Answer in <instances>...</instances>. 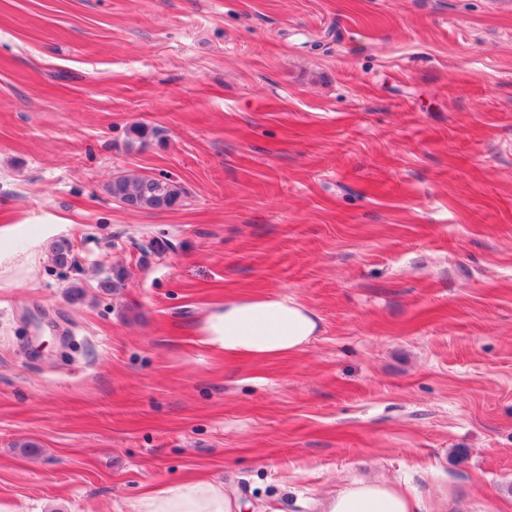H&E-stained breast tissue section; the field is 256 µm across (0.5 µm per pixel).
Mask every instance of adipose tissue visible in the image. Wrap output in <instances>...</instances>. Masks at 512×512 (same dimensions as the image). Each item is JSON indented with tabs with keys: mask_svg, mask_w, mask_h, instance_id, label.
<instances>
[{
	"mask_svg": "<svg viewBox=\"0 0 512 512\" xmlns=\"http://www.w3.org/2000/svg\"><path fill=\"white\" fill-rule=\"evenodd\" d=\"M319 318L288 294L253 293L225 300L209 310L199 328L204 344L228 357L268 362L304 351ZM134 512H241L223 484L197 479L146 491ZM326 512H414L410 498L379 480L359 481L333 495Z\"/></svg>",
	"mask_w": 512,
	"mask_h": 512,
	"instance_id": "obj_1",
	"label": "adipose tissue"
}]
</instances>
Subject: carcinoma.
Segmentation results:
<instances>
[{
	"mask_svg": "<svg viewBox=\"0 0 512 512\" xmlns=\"http://www.w3.org/2000/svg\"><path fill=\"white\" fill-rule=\"evenodd\" d=\"M112 198L131 208L144 211H163L181 205L184 189L167 176L141 175L134 178L118 176L108 185ZM52 260L64 267L72 263L73 245L62 238L53 243Z\"/></svg>",
	"mask_w": 512,
	"mask_h": 512,
	"instance_id": "cac0c4a2",
	"label": "carcinoma"
}]
</instances>
